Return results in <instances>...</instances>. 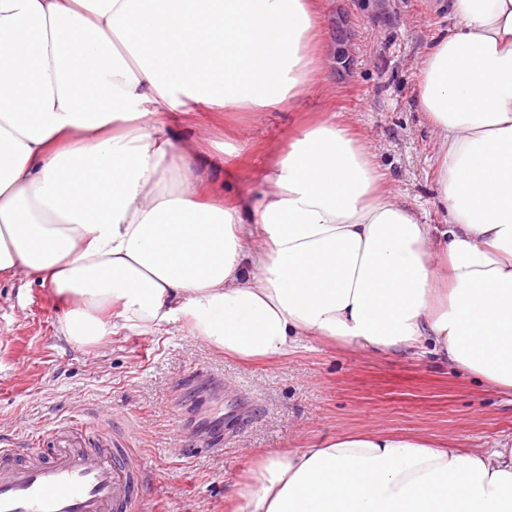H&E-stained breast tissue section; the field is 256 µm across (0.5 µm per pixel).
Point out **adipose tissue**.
<instances>
[{
  "mask_svg": "<svg viewBox=\"0 0 512 512\" xmlns=\"http://www.w3.org/2000/svg\"><path fill=\"white\" fill-rule=\"evenodd\" d=\"M325 0H0V276L50 285L89 345L185 327L225 356L300 338L427 353L512 391V0H451L418 70L441 224L400 204L350 115L253 198L177 115L319 82ZM232 512H512V437L342 432L255 461Z\"/></svg>",
  "mask_w": 512,
  "mask_h": 512,
  "instance_id": "1",
  "label": "adipose tissue"
}]
</instances>
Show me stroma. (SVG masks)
<instances>
[{"instance_id": "1", "label": "stroma", "mask_w": 512, "mask_h": 512, "mask_svg": "<svg viewBox=\"0 0 512 512\" xmlns=\"http://www.w3.org/2000/svg\"><path fill=\"white\" fill-rule=\"evenodd\" d=\"M441 0H327L318 86L292 107L262 116L199 113L176 125L188 138L208 129L217 180L259 195L258 180L305 120L351 114L387 170L398 200L439 224L433 145L436 131L417 107V70L432 39L454 23ZM347 29L349 61L336 60L337 28ZM63 305L24 275L0 280V436L68 419H109L132 431L147 476L143 512H225L260 457L320 437L366 427L454 438L488 448L512 434V393L484 387L432 355L367 356L302 340L276 362L224 357L179 326L161 334L123 331L79 346L59 332ZM237 410L225 416L227 399ZM220 419L216 450L180 437L179 427Z\"/></svg>"}]
</instances>
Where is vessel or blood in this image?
<instances>
[{
	"label": "vessel or blood",
	"instance_id": "obj_1",
	"mask_svg": "<svg viewBox=\"0 0 512 512\" xmlns=\"http://www.w3.org/2000/svg\"><path fill=\"white\" fill-rule=\"evenodd\" d=\"M129 439L75 420L0 438V512H141L144 469Z\"/></svg>",
	"mask_w": 512,
	"mask_h": 512
}]
</instances>
